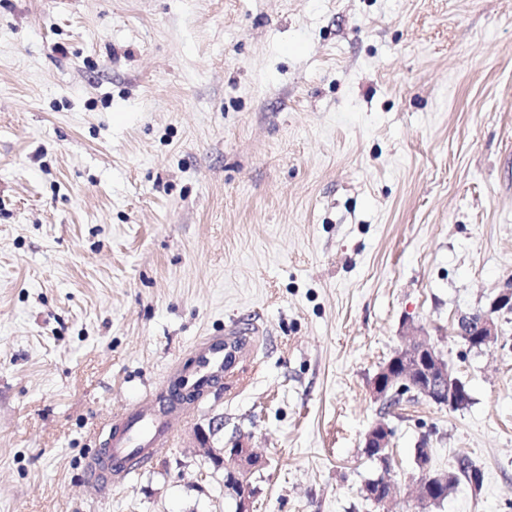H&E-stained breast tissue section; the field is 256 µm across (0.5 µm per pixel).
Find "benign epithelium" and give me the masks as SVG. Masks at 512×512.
<instances>
[{"label": "benign epithelium", "instance_id": "1", "mask_svg": "<svg viewBox=\"0 0 512 512\" xmlns=\"http://www.w3.org/2000/svg\"><path fill=\"white\" fill-rule=\"evenodd\" d=\"M504 308L512 309V290L508 288L498 295L487 312L459 319L457 335L461 336L471 349L488 346L499 336V325L493 313ZM406 337L408 341L396 351L374 378V396L388 401L395 386L407 380L420 394L439 406L448 409L464 407L469 401L464 385L459 378L453 376L447 361L437 351L430 337L417 328L411 329ZM390 438V428L380 420L367 432L364 447L377 449L379 459L387 462L390 459ZM196 440L201 449L210 456L214 465L224 469L233 479L232 487L239 496L237 512H253L251 491L242 477V474L257 461L252 449L243 444L233 448L217 449L211 446L210 434L202 428L197 429ZM429 462L430 449H420L417 464L421 486L431 480Z\"/></svg>", "mask_w": 512, "mask_h": 512}]
</instances>
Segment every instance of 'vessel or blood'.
<instances>
[{"label":"vessel or blood","instance_id":"vessel-or-blood-1","mask_svg":"<svg viewBox=\"0 0 512 512\" xmlns=\"http://www.w3.org/2000/svg\"><path fill=\"white\" fill-rule=\"evenodd\" d=\"M248 341L228 333L222 338H206L196 347L197 365L185 372L184 380L197 389L230 375L245 353ZM180 405L173 395L156 394L144 399L129 413L113 417L109 425L108 446L94 459L95 471L121 483L139 466L157 457L174 439V420Z\"/></svg>","mask_w":512,"mask_h":512}]
</instances>
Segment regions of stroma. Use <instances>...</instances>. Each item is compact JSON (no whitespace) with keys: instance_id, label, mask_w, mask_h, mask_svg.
<instances>
[{"instance_id":"1","label":"stroma","mask_w":512,"mask_h":512,"mask_svg":"<svg viewBox=\"0 0 512 512\" xmlns=\"http://www.w3.org/2000/svg\"><path fill=\"white\" fill-rule=\"evenodd\" d=\"M512 0H0V512H512ZM253 350L127 483L106 423L204 337ZM421 328L470 400L371 382ZM392 430L388 464L364 437ZM392 483L380 508L369 480ZM504 308L512 309V290L508 288L498 295L487 312L459 319L457 335L461 336L471 349L488 346L499 336V325L492 314ZM211 433V427H209V433L203 428L197 429L196 440L199 446L210 456L217 468H224V471L234 480L230 485L235 488L239 496L237 512H253L251 491L242 474L256 463L257 456L252 448L243 444H237L235 448H213L210 444ZM452 472L449 487L454 488L461 480H464L469 486L472 482L479 481L477 491H480L483 485V471L469 457H461L456 462V467Z\"/></svg>"}]
</instances>
